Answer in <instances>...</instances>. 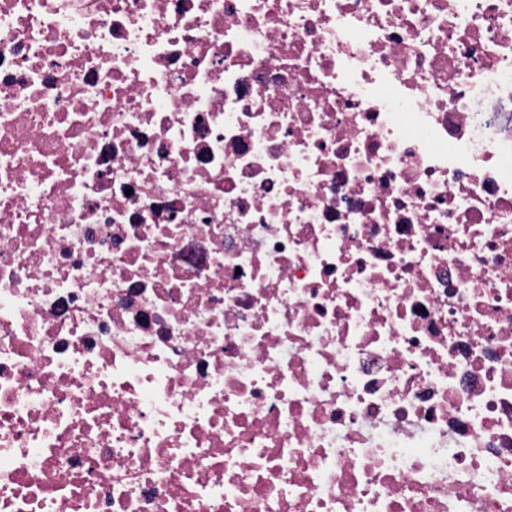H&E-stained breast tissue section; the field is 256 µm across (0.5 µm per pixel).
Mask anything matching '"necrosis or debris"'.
Returning <instances> with one entry per match:
<instances>
[{"label":"necrosis or debris","mask_w":512,"mask_h":512,"mask_svg":"<svg viewBox=\"0 0 512 512\" xmlns=\"http://www.w3.org/2000/svg\"><path fill=\"white\" fill-rule=\"evenodd\" d=\"M0 512H512V0H0Z\"/></svg>","instance_id":"obj_1"}]
</instances>
